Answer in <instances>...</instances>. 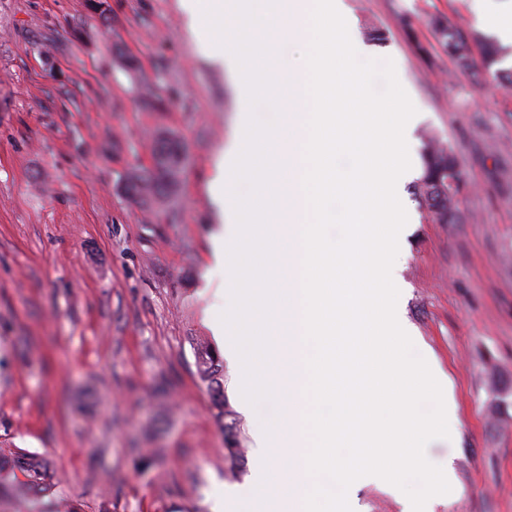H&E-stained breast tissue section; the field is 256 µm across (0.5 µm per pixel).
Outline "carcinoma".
<instances>
[{"label": "carcinoma", "instance_id": "obj_1", "mask_svg": "<svg viewBox=\"0 0 512 512\" xmlns=\"http://www.w3.org/2000/svg\"><path fill=\"white\" fill-rule=\"evenodd\" d=\"M428 26L443 53L460 69L474 72L475 53H480L485 72H490L500 59L511 55L512 48L497 45L477 31L463 32L442 14L429 16ZM152 167L127 182L130 195L142 202H162L178 182L184 155L168 135L157 136ZM453 176L456 186L448 194L437 192V183ZM463 173L454 150L433 135L425 138L423 174L414 186L423 198L433 220L454 224L460 220L456 198L463 186ZM198 371L208 385L219 414H224V365L218 355L203 343H195ZM53 476L45 458L23 448H0V499L7 498L24 505L21 512H32V503L47 495Z\"/></svg>", "mask_w": 512, "mask_h": 512}]
</instances>
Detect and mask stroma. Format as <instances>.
I'll return each instance as SVG.
<instances>
[{"instance_id":"1","label":"stroma","mask_w":512,"mask_h":512,"mask_svg":"<svg viewBox=\"0 0 512 512\" xmlns=\"http://www.w3.org/2000/svg\"><path fill=\"white\" fill-rule=\"evenodd\" d=\"M342 2L417 109L411 153L434 135L465 180L455 224L405 187L396 260L414 347L455 410L449 438L425 450L452 469L429 512H512V90L417 49L432 48V13L481 30L477 0ZM216 43L204 23L187 28L179 0H0V447L43 455L66 512H215L277 410H241L231 364L216 410L196 365L195 340L224 345L214 194L244 118ZM161 131L185 164L176 191L145 204L125 184L151 167ZM404 498L369 484L350 505L403 512Z\"/></svg>"}]
</instances>
